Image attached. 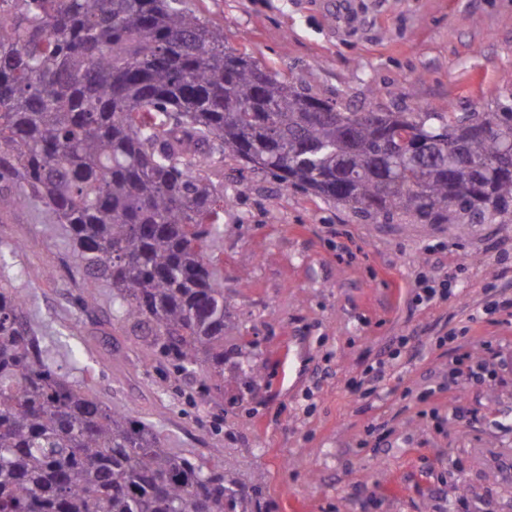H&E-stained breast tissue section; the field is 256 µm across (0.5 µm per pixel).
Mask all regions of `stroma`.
Listing matches in <instances>:
<instances>
[{"label": "stroma", "mask_w": 512, "mask_h": 512, "mask_svg": "<svg viewBox=\"0 0 512 512\" xmlns=\"http://www.w3.org/2000/svg\"><path fill=\"white\" fill-rule=\"evenodd\" d=\"M187 3L343 108L466 116L512 94V0ZM205 174L227 199L211 257L240 328L223 389L148 355L64 227L18 209L0 220V275L47 361L171 451L219 447L242 483L263 476V512H512V223L374 224L229 158ZM420 276L446 298L417 303ZM388 356L386 385L353 391Z\"/></svg>", "instance_id": "1"}]
</instances>
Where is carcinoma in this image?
Here are the masks:
<instances>
[{"label": "carcinoma", "mask_w": 512, "mask_h": 512, "mask_svg": "<svg viewBox=\"0 0 512 512\" xmlns=\"http://www.w3.org/2000/svg\"><path fill=\"white\" fill-rule=\"evenodd\" d=\"M496 126L488 137L485 127ZM512 103L351 112L229 47L184 0H22L0 15V213L64 226L84 273L156 358L224 384L237 330L210 260L231 157L285 187L407 224H511ZM231 473L174 453L46 361L0 277V512H257Z\"/></svg>", "instance_id": "carcinoma-1"}]
</instances>
